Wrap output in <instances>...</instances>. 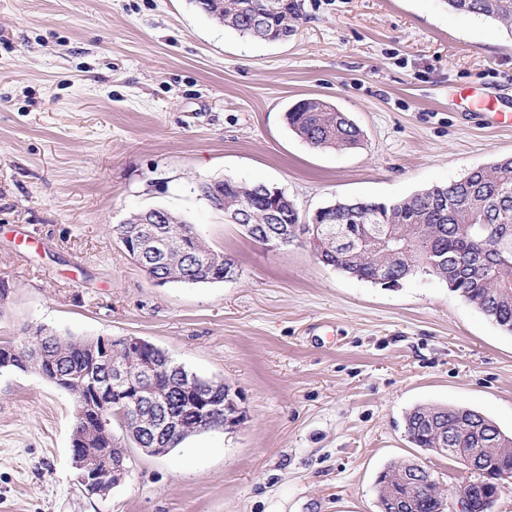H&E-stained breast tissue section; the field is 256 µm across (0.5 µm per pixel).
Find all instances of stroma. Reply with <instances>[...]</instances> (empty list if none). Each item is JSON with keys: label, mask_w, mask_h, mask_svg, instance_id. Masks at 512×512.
<instances>
[{"label": "stroma", "mask_w": 512, "mask_h": 512, "mask_svg": "<svg viewBox=\"0 0 512 512\" xmlns=\"http://www.w3.org/2000/svg\"><path fill=\"white\" fill-rule=\"evenodd\" d=\"M320 98L362 131L316 149L288 126ZM512 37L443 0H304L285 41L225 28L194 0H0V339L24 325L144 339L238 393L234 430L164 455L128 436L106 498L74 480L75 405L0 373V512H380L375 480L413 460L444 490L456 464L409 443L404 415L476 410L512 434V334L444 281L352 278L274 250L202 195L277 187L301 215L390 202L512 157ZM162 208L235 278L156 284L112 232Z\"/></svg>", "instance_id": "1"}]
</instances>
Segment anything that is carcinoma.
<instances>
[{
  "label": "carcinoma",
  "instance_id": "1",
  "mask_svg": "<svg viewBox=\"0 0 512 512\" xmlns=\"http://www.w3.org/2000/svg\"><path fill=\"white\" fill-rule=\"evenodd\" d=\"M459 14L484 17L512 35V0H443ZM205 14L220 24L257 41L275 42L288 36L302 19L298 0H196ZM289 127L314 148L352 149L361 143V130L343 112L319 99H305L287 112ZM224 184V206L249 208L245 228L249 237L278 228L269 221V201L261 184ZM143 212H133L113 226L115 234H138ZM323 228L330 234L320 242L326 264L360 280L374 282L384 270L399 285L414 273L429 275L478 307L501 330L512 334V157L474 169L462 178L390 202L349 200L325 212ZM172 222L154 228L173 242L192 243L194 225ZM223 269L198 255L191 261L172 250L167 263L152 266L150 275L164 283L202 284L222 279ZM0 345L14 350L12 367L33 370L68 393L76 408L73 440L82 460L102 474L128 453L112 431L129 424L124 404L112 395L110 372L102 360L106 345L112 358L135 368L136 351L119 338L63 337L42 326L27 325L20 343ZM159 369L145 388L140 413L152 419L179 418L156 437H134L140 448H176L187 437L209 425H219L224 412V387L212 391L209 381L194 377L197 390L210 395L216 406L209 418L187 408L181 392L191 372L166 351L157 350ZM408 441L417 448H452L456 458L473 457L483 470L512 472V437L484 414L458 406L419 405L404 417ZM407 461L390 463L376 479L381 512H444L432 476L423 474L413 485L405 478Z\"/></svg>",
  "mask_w": 512,
  "mask_h": 512
}]
</instances>
